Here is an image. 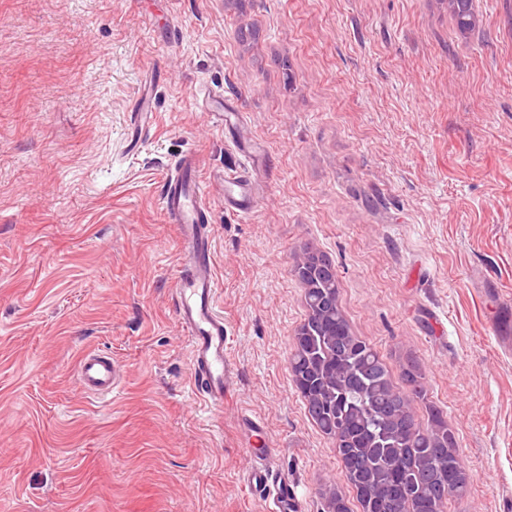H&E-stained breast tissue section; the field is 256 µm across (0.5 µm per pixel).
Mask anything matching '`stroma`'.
<instances>
[{
  "label": "stroma",
  "mask_w": 512,
  "mask_h": 512,
  "mask_svg": "<svg viewBox=\"0 0 512 512\" xmlns=\"http://www.w3.org/2000/svg\"><path fill=\"white\" fill-rule=\"evenodd\" d=\"M473 12L463 33L448 0H0V512H267V447L301 512H362L290 368L308 253L392 383L422 374L419 426L453 430L471 482L446 512H512V0ZM190 154L257 186L204 213L218 410L172 300L162 198ZM89 349L123 366L112 400L75 387Z\"/></svg>",
  "instance_id": "obj_1"
}]
</instances>
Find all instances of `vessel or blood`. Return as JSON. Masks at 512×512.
<instances>
[{
	"mask_svg": "<svg viewBox=\"0 0 512 512\" xmlns=\"http://www.w3.org/2000/svg\"><path fill=\"white\" fill-rule=\"evenodd\" d=\"M183 168L185 172H191V179L176 176L166 190V212L178 229L179 259L189 268L187 275L177 281L174 307L176 318L188 336L192 376L198 393L204 404L220 408L224 405L229 371L224 318L216 306L218 282L212 242L200 226V215L206 206V189L193 175L197 168L196 159L185 161ZM210 180L223 189L225 205L235 208L249 205L256 196L254 184L244 176L214 172ZM76 383L86 396L110 395L121 384L118 366L114 360L100 354L85 353L78 363ZM272 455V450H265L246 482L250 488L259 491L273 489L270 512H298L296 497L273 471Z\"/></svg>",
	"mask_w": 512,
	"mask_h": 512,
	"instance_id": "vessel-or-blood-1",
	"label": "vessel or blood"
}]
</instances>
